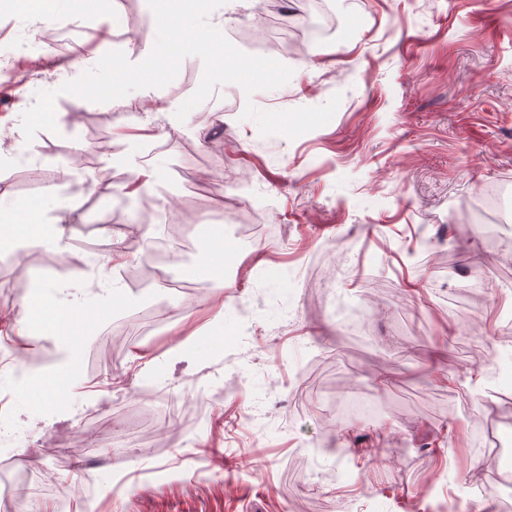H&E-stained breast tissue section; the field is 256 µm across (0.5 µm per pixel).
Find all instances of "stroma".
Masks as SVG:
<instances>
[{"mask_svg": "<svg viewBox=\"0 0 512 512\" xmlns=\"http://www.w3.org/2000/svg\"><path fill=\"white\" fill-rule=\"evenodd\" d=\"M274 0H227V24L256 29ZM338 19L304 52L275 60L283 86L245 95L217 86L185 120L203 62L185 57L173 81L94 103L57 98L56 132L37 133L10 156L9 215L0 217V392L15 393L0 461L35 463L42 512H504L474 476L506 456L464 455L448 432L512 442V237L488 248L461 208L512 181V0H330ZM78 11L73 46L85 55L123 51L137 61L155 26L147 0H114L111 24ZM56 29L33 0H0V42L47 56L36 90L55 87L68 54L37 39ZM340 95L329 123L290 139L244 118L316 107ZM152 104L145 120L124 117ZM123 150L148 142L156 177L153 211L183 227L185 256L167 271L185 288L171 296L156 277L113 300L112 283L149 260L150 240L119 267L100 266L116 224L139 221L100 180H87L100 140ZM272 228L239 243L224 185ZM40 203L46 222L68 227L65 249L12 244L10 215ZM222 235L234 257L223 290L200 267ZM457 266L447 271L444 263ZM76 284L79 337L61 399L32 401L3 359L60 355L48 336L15 333L25 301L43 285ZM479 295L462 299V287ZM359 308L350 337L340 306ZM149 327L122 329L146 309ZM494 331L491 344L475 329ZM497 375L468 383L471 369ZM348 389L373 416L329 413ZM169 415L148 420L158 396ZM352 446L337 458L333 442Z\"/></svg>", "mask_w": 512, "mask_h": 512, "instance_id": "1", "label": "stroma"}]
</instances>
